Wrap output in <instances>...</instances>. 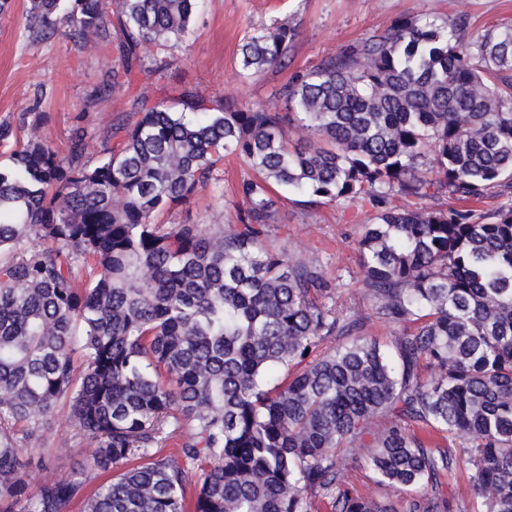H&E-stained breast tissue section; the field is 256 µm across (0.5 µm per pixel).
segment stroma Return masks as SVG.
I'll return each instance as SVG.
<instances>
[{"mask_svg":"<svg viewBox=\"0 0 512 512\" xmlns=\"http://www.w3.org/2000/svg\"><path fill=\"white\" fill-rule=\"evenodd\" d=\"M26 6L27 0H12L10 9L0 13V123L39 105L49 115L42 134L59 146L86 91L102 70L118 64L119 57L113 51H76L62 34L33 41L26 29ZM461 14L470 20L466 35L471 38L489 26L512 23V0H200L193 30L173 50L163 78L149 83L147 90L152 97L164 98L193 87L213 100L278 112L283 108L278 90L294 71L400 19L430 16L448 23ZM282 24L298 31L290 62L268 67L261 76L245 77L238 62L241 44L258 30ZM252 175L241 161H226L223 181L194 195L192 219L207 225L236 223L238 185ZM272 197L277 213L268 228L267 245L286 250L291 259L320 264L335 285L331 306L359 319L361 335L391 347L397 328L375 314L363 288L357 249L364 224L375 215L371 203L315 202L277 187ZM41 445L62 446L69 453L47 469H30L27 480L33 487L80 468L90 453L88 440L63 407L46 423ZM355 454L347 472L349 487L364 497L391 502L397 512H410L412 503L424 498L447 501L450 512L486 510L464 466L441 477L436 488L406 491L379 483L363 462L365 449H356Z\"/></svg>","mask_w":512,"mask_h":512,"instance_id":"35a3bbf8","label":"stroma"}]
</instances>
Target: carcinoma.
<instances>
[{"label": "carcinoma", "instance_id": "obj_1", "mask_svg": "<svg viewBox=\"0 0 512 512\" xmlns=\"http://www.w3.org/2000/svg\"><path fill=\"white\" fill-rule=\"evenodd\" d=\"M196 4L30 0L26 26L35 41L63 28L79 52L117 37L96 100L159 80L156 50L183 43ZM467 24L405 19L328 54L280 89L283 112L139 94L98 130L84 103L63 149L37 101L0 123L15 144L0 167V512H395L345 485L351 449H370L390 487H434L457 458L433 434L466 442L486 512H512V24L466 43ZM297 36H250L242 69L282 63ZM291 127L312 142L290 146ZM230 155L255 172L239 223L165 221L224 180ZM274 185L430 201L383 208L359 241L378 318L413 325L395 355L327 305L321 266L265 245ZM491 192L506 201L486 211ZM445 194L463 206L431 204ZM61 406L88 464L33 492L14 425L40 441ZM68 452L39 448L37 465ZM90 471L110 478L90 490Z\"/></svg>", "mask_w": 512, "mask_h": 512}]
</instances>
